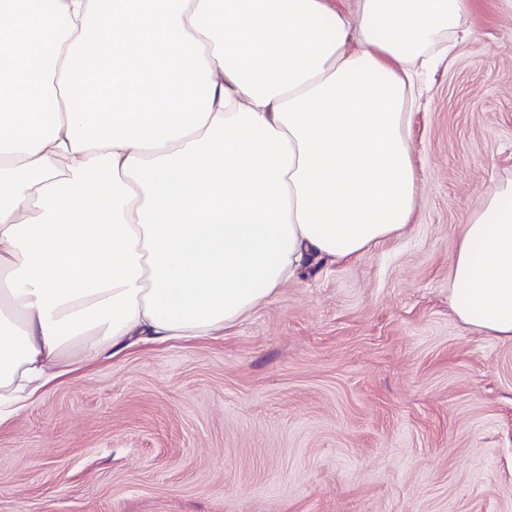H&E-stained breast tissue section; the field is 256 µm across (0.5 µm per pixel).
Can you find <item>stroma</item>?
<instances>
[{
	"instance_id": "stroma-1",
	"label": "stroma",
	"mask_w": 512,
	"mask_h": 512,
	"mask_svg": "<svg viewBox=\"0 0 512 512\" xmlns=\"http://www.w3.org/2000/svg\"><path fill=\"white\" fill-rule=\"evenodd\" d=\"M470 24L412 114L403 237L35 399L0 424V512H512V341L448 306L461 225L512 179V15Z\"/></svg>"
}]
</instances>
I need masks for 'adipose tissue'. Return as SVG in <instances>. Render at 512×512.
<instances>
[{
  "mask_svg": "<svg viewBox=\"0 0 512 512\" xmlns=\"http://www.w3.org/2000/svg\"><path fill=\"white\" fill-rule=\"evenodd\" d=\"M474 38L467 0H0V424L399 237L422 79ZM448 305L512 340V180Z\"/></svg>",
  "mask_w": 512,
  "mask_h": 512,
  "instance_id": "obj_1",
  "label": "adipose tissue"
}]
</instances>
